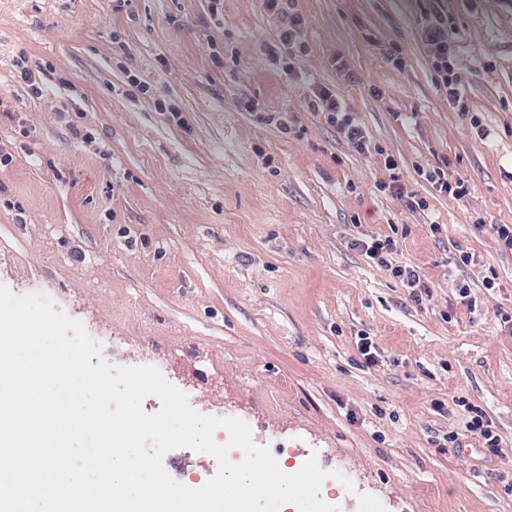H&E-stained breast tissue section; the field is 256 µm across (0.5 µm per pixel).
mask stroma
Instances as JSON below:
<instances>
[{
    "instance_id": "obj_1",
    "label": "stroma",
    "mask_w": 512,
    "mask_h": 512,
    "mask_svg": "<svg viewBox=\"0 0 512 512\" xmlns=\"http://www.w3.org/2000/svg\"><path fill=\"white\" fill-rule=\"evenodd\" d=\"M425 5L295 0L284 63L264 0H0V285L48 294L113 343L109 365L156 368L286 466L316 457L339 512H512V253L488 231L512 224V0H445L466 117L437 86ZM311 81L368 152L309 107ZM442 164L466 198L424 179ZM394 173L400 197L377 189ZM385 236L423 303L359 246ZM163 466L191 489L215 474L186 447ZM311 87L310 101L313 107L324 115L326 122L336 127V130L358 151L368 150L364 128L355 113L349 112L342 98L325 86L312 84ZM468 429L471 432L479 431V434L485 440L488 448L493 450L499 448V438L493 433L491 425L486 418L485 412L478 406H469Z\"/></svg>"
}]
</instances>
